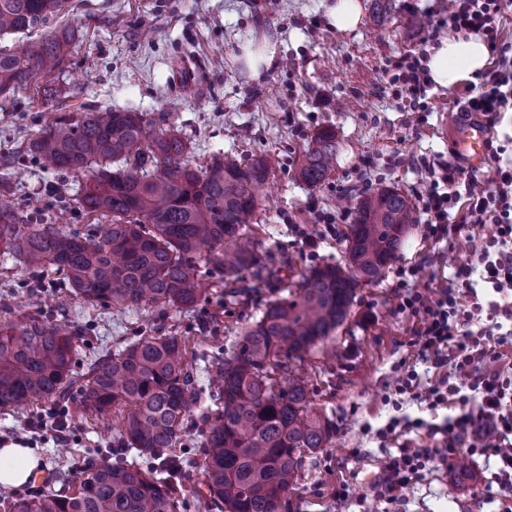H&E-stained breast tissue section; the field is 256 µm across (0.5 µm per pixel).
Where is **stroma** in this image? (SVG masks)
<instances>
[{
    "label": "stroma",
    "mask_w": 512,
    "mask_h": 512,
    "mask_svg": "<svg viewBox=\"0 0 512 512\" xmlns=\"http://www.w3.org/2000/svg\"><path fill=\"white\" fill-rule=\"evenodd\" d=\"M334 2L66 0L43 27L0 36V48L8 49L44 36L69 40L60 70L40 78L34 89L0 96V160H16L11 168L0 167V198L10 201L21 223L48 215L69 230L92 224V216L75 207L82 175L44 170L36 158L18 153L48 119L87 106L149 119L165 116L190 142L194 163L218 153L243 164L259 157L269 163L267 197L248 230L265 267L258 274L244 272L246 291L231 308L204 303L189 312L153 306L122 311L76 299L59 306L51 275L25 273L3 254L0 303L25 313L40 299L45 319L89 325L92 345L81 351L84 359L95 349L122 346L148 325L160 335L182 338L197 355L192 371L202 385L206 356L236 343L265 303L282 295L281 280L289 271L345 264L347 220L361 192L392 186L412 201L423 194L419 163L457 158L448 125L458 118L467 85L433 86L420 106L398 98L388 79L395 62L423 49L428 13L443 11L448 0H390L383 16L372 14L370 0H360L361 21L348 32L328 22ZM266 38L276 45L275 60L255 80L240 59L241 47ZM325 127L336 134V164L313 188L299 178L298 161ZM336 212L346 218L327 231L318 217ZM493 233V225L468 224L437 240L425 224H412L383 280L358 288L344 325L324 346L276 372L281 384L289 371L311 374L316 404L336 428L329 448L306 457L302 479L288 494L289 512H496L499 491L485 484L496 465L484 456L469 457V480L454 468L427 466L393 505L374 492L383 459L407 438L429 442L416 430L381 435L388 420L400 411L437 424L449 413L443 406L431 412L408 401L394 406L406 368H416L422 382L431 379L415 334L418 318L396 310L398 282L408 267L419 265L418 288L446 287L456 267L471 260L467 238ZM307 234L312 243L304 242ZM69 421L64 440L44 434L34 447L44 476L40 488L0 487V504L58 490L61 478L74 480L88 468L112 463V442L95 417L73 415ZM343 483L348 499L333 502L332 493Z\"/></svg>",
    "instance_id": "obj_1"
}]
</instances>
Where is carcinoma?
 <instances>
[{"label":"carcinoma","mask_w":512,"mask_h":512,"mask_svg":"<svg viewBox=\"0 0 512 512\" xmlns=\"http://www.w3.org/2000/svg\"><path fill=\"white\" fill-rule=\"evenodd\" d=\"M63 0H0V35L35 28ZM64 44L45 38L20 52L0 48V95L26 89L60 67ZM189 142L175 129L153 133L137 112L87 108L48 122L27 153L47 171L89 172L75 198L82 212L112 223L81 234L42 219L16 223L0 208V252L26 272H54L58 285L86 305L133 309L198 306V266L213 265L238 292L241 274L260 265L246 240L257 189L268 163L228 156L203 166L188 160ZM336 156L326 128L298 163L310 187L324 181ZM414 207L399 190L364 192L347 231V267L326 264L299 274L288 295L265 304L230 350L208 358L207 389L215 409L201 418L205 497L220 512H284L301 480L303 459L330 442L336 427L313 402L299 376L278 389L271 373L281 358L301 359L346 321L357 288L379 283L397 257ZM86 341L77 325L30 314L0 321V409L52 402L72 413L105 417L121 410L118 448L136 451L122 464L65 480L59 493L21 498L10 512H175L197 490L174 481L185 458L173 452L198 392L172 336L139 332L102 350L76 370ZM80 396L71 397L75 376ZM142 462H137V459Z\"/></svg>","instance_id":"carcinoma-1"}]
</instances>
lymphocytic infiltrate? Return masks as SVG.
Instances as JSON below:
<instances>
[{
    "label": "lymphocytic infiltrate",
    "instance_id": "lymphocytic-infiltrate-1",
    "mask_svg": "<svg viewBox=\"0 0 512 512\" xmlns=\"http://www.w3.org/2000/svg\"><path fill=\"white\" fill-rule=\"evenodd\" d=\"M512 10V0H448V14L430 19L432 34L449 28L458 33L482 35L496 50L497 59L482 73L461 109L462 119L478 115L488 125L500 122L502 112L512 110V47L501 43V23ZM391 84L397 96L416 102L424 99L432 82L424 58L410 55L396 62ZM421 173L426 191L418 197L432 237L447 238L464 224H491L496 228L488 244L474 247L476 263L461 265L445 288L427 294L408 288L397 309L420 319L417 330L425 350L434 356L435 366H450V373L433 384H422L415 371H407L397 387L398 394L410 395L428 409L456 401V416L435 426L434 444L429 448L402 446L398 454L382 463L385 478L381 493L396 501L399 488L417 477L429 463H448L460 448L470 454L497 459L500 491L512 490V406L505 398L512 394V379L501 371L485 372L486 362L501 359L491 344L489 329H475L481 314L490 321L512 323V300H486L478 282L491 284L497 294L512 291V167L495 166L487 180L491 190L460 193L464 171L451 161L436 159L423 163ZM465 207H458V200Z\"/></svg>",
    "mask_w": 512,
    "mask_h": 512
}]
</instances>
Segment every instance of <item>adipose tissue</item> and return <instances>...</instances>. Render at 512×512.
I'll return each mask as SVG.
<instances>
[{
	"mask_svg": "<svg viewBox=\"0 0 512 512\" xmlns=\"http://www.w3.org/2000/svg\"><path fill=\"white\" fill-rule=\"evenodd\" d=\"M488 57L489 49L481 36L459 34L432 47L426 66L432 81L448 88L474 79L484 70ZM38 464L39 459L31 449L17 444L0 448V485H23Z\"/></svg>",
	"mask_w": 512,
	"mask_h": 512,
	"instance_id": "adipose-tissue-1",
	"label": "adipose tissue"
}]
</instances>
